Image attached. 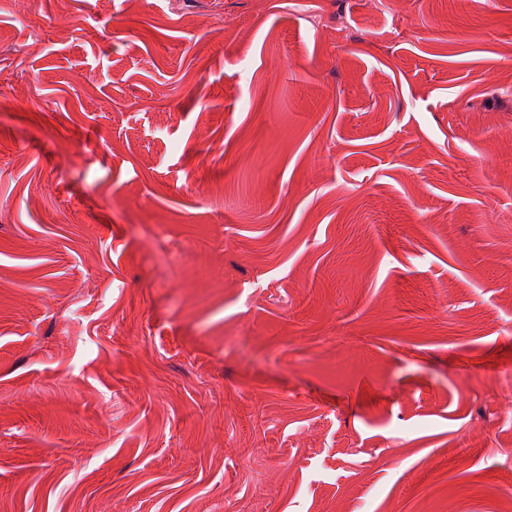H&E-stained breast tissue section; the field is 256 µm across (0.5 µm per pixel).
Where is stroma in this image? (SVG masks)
Wrapping results in <instances>:
<instances>
[{"label":"stroma","mask_w":512,"mask_h":512,"mask_svg":"<svg viewBox=\"0 0 512 512\" xmlns=\"http://www.w3.org/2000/svg\"><path fill=\"white\" fill-rule=\"evenodd\" d=\"M509 400L512 0H0V512H507Z\"/></svg>","instance_id":"stroma-1"}]
</instances>
